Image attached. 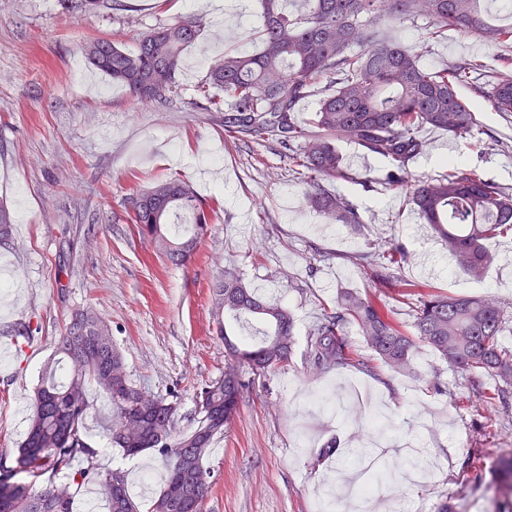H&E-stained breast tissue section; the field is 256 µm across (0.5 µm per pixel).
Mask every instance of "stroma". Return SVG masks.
Masks as SVG:
<instances>
[{
	"label": "stroma",
	"mask_w": 512,
	"mask_h": 512,
	"mask_svg": "<svg viewBox=\"0 0 512 512\" xmlns=\"http://www.w3.org/2000/svg\"><path fill=\"white\" fill-rule=\"evenodd\" d=\"M195 12L205 24L183 53L177 95L142 105L85 58L86 43L105 39L135 50L147 31ZM425 20L383 25L384 35L423 49L443 67L464 57L498 70L512 44L491 47L456 31L425 45ZM260 44L254 0L217 13L194 0H107L92 12L64 9L60 0H0V203L16 233L0 244L12 275L0 286V342L19 322L30 324L41 349L15 344L0 354V454L25 439L31 395L55 353L70 313L90 308L108 321L132 380L152 394L176 396L178 430L196 425V393L229 361L216 334L212 286L232 268L264 297L288 306L296 343L287 365L245 373L247 387L229 429L215 437L205 466L211 490L204 512H493L485 486L500 448H512V417L484 401L494 379L476 386L423 344L413 373L397 374L374 360L355 326L345 337L356 364L321 371L309 358V333L340 292L379 294L407 334H414V297L375 292L359 254L400 243L411 253L404 281L422 291L491 295L512 304V273L490 267L474 279L458 271L448 251L399 194L366 189L388 163L341 145L350 182L340 191L361 223L329 222L303 203L305 186L275 142L225 136L221 113L195 103L193 87L225 49ZM475 137L423 130L431 145L411 165L435 177L454 160L463 171L512 185V113L484 110ZM509 151L488 147L489 138ZM171 175L190 181L219 207L190 262L173 267L129 222L130 199ZM388 418L374 465L384 475L378 495L327 503L326 479L349 474L354 449ZM110 413L95 399L89 443L101 468L125 471L132 497L148 499L166 470L154 450L128 459L105 431ZM335 453L318 454L326 443Z\"/></svg>",
	"instance_id": "stroma-1"
}]
</instances>
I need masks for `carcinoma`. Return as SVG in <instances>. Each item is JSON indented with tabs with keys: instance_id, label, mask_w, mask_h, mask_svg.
Instances as JSON below:
<instances>
[{
	"instance_id": "cac0c4a2",
	"label": "carcinoma",
	"mask_w": 512,
	"mask_h": 512,
	"mask_svg": "<svg viewBox=\"0 0 512 512\" xmlns=\"http://www.w3.org/2000/svg\"><path fill=\"white\" fill-rule=\"evenodd\" d=\"M258 0L260 45L253 52L227 50L209 65L196 86V103L206 112L224 113V131L257 140L274 139L292 153L306 184L305 200L315 212L338 224H360L355 206L335 189L349 178L339 145L354 144L390 162L386 188L403 194L424 223L444 242L451 263L472 278L498 260L484 242L512 232V187L463 172L449 162L448 173L416 179L410 164L426 150L424 128L463 137L478 125L477 105L459 88L484 74L478 60L462 59L445 68L422 62L414 47L380 35V24L425 19L426 41L448 36V29L470 34L487 45L512 42V25L494 23L484 0ZM203 26L202 18L181 16L145 33L134 51L112 41L85 44L91 64L124 85L139 102L162 103L177 89L183 51ZM322 85L309 123L297 118L299 102ZM485 106L512 112V59L502 58L493 73ZM155 203L131 199L137 234L151 239L167 263L180 266L208 230L213 206L193 186L173 175L155 181ZM169 224H187L189 237L171 239ZM409 252L396 244L358 260L370 267L374 282L408 289L397 282L396 267ZM219 335L231 356L224 375L197 393L198 425L176 430L178 404L164 395L140 401L142 389L130 379L125 357L112 340L111 326L89 309L75 310L57 341L67 364L34 390L29 431L12 457L0 455V512H72L71 486L94 481L110 501L109 512H141L130 496L125 474L97 467L87 442L93 383L111 408L112 444L128 457L146 450L166 462V483L148 512H182L170 489L180 485L205 499L211 482L204 459L214 437L224 433L245 388L242 369L254 374L288 361L295 344V322L288 307L256 295L230 270L213 286ZM381 363L396 372L411 369L413 341L375 300L343 293L310 333V358L318 368L354 363L344 337L347 324ZM512 313L488 296L421 293L414 328L418 340L453 369L498 381L491 399L501 413H512V350L503 343ZM64 475L66 482L53 483ZM120 487L113 490V480ZM488 485L495 488V512H512V448L497 451Z\"/></svg>"
}]
</instances>
